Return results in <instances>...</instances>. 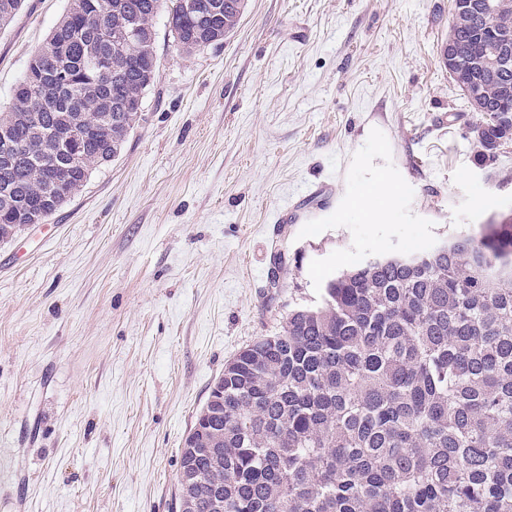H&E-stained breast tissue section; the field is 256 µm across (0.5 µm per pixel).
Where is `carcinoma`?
I'll use <instances>...</instances> for the list:
<instances>
[{"label": "carcinoma", "mask_w": 512, "mask_h": 512, "mask_svg": "<svg viewBox=\"0 0 512 512\" xmlns=\"http://www.w3.org/2000/svg\"><path fill=\"white\" fill-rule=\"evenodd\" d=\"M70 0L0 116V241L43 224L118 157L158 72L155 19L190 53L238 26L245 0ZM22 0H0V29ZM136 36L121 42L114 28ZM512 9L461 12L448 40L480 92L482 166L512 142ZM92 125L80 147L62 129ZM223 402L183 447L192 512H512V216L479 235L368 260L322 302L246 346Z\"/></svg>", "instance_id": "obj_1"}]
</instances>
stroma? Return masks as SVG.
<instances>
[{"instance_id": "1", "label": "stroma", "mask_w": 512, "mask_h": 512, "mask_svg": "<svg viewBox=\"0 0 512 512\" xmlns=\"http://www.w3.org/2000/svg\"><path fill=\"white\" fill-rule=\"evenodd\" d=\"M69 0L0 30V112ZM454 0H248L158 73L120 156L0 243V512H179L224 366L365 260L512 213L439 63ZM380 210L370 218L367 207Z\"/></svg>"}]
</instances>
